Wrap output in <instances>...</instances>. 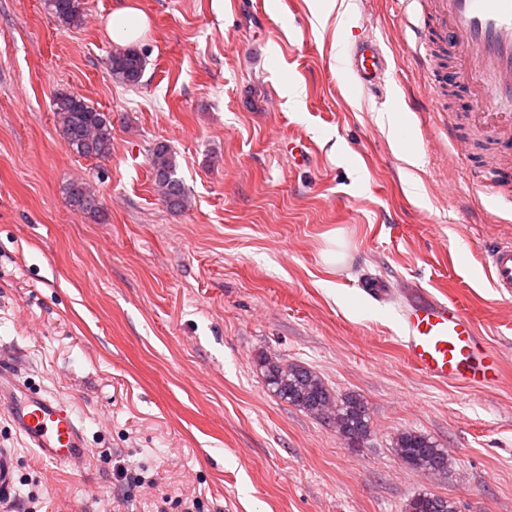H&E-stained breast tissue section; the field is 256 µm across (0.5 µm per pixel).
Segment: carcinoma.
<instances>
[{
	"instance_id": "obj_1",
	"label": "carcinoma",
	"mask_w": 512,
	"mask_h": 512,
	"mask_svg": "<svg viewBox=\"0 0 512 512\" xmlns=\"http://www.w3.org/2000/svg\"><path fill=\"white\" fill-rule=\"evenodd\" d=\"M46 5L70 28H80L85 23L81 0H46ZM145 65V55L134 46L118 50L108 62L112 80L126 87L140 84ZM53 112L60 136L72 152L96 159H106L112 154V122L84 97L59 92L53 98ZM148 163L161 199L174 210L185 208L188 197L171 149L163 143L156 144L150 150ZM66 193L70 205L79 210L91 211L97 206L96 194L84 181L70 182ZM260 369L273 396L318 416L333 426L348 445L353 447L369 440L370 409L362 396L334 397L315 372L298 363L266 358L260 362ZM394 447L411 469L431 475L448 473L451 465L448 450L426 433L402 431L395 437ZM403 512H456V506L448 498L425 492L408 499Z\"/></svg>"
}]
</instances>
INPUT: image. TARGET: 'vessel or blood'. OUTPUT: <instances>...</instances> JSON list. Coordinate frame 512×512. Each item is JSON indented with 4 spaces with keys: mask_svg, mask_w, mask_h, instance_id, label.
I'll return each instance as SVG.
<instances>
[{
    "mask_svg": "<svg viewBox=\"0 0 512 512\" xmlns=\"http://www.w3.org/2000/svg\"><path fill=\"white\" fill-rule=\"evenodd\" d=\"M435 20L461 59L460 77L475 93L512 100V0H435ZM349 69L358 85H381L388 62L376 40L355 43ZM482 123L500 153L512 157V115L483 116ZM500 295L512 296V238L483 256ZM400 342L409 361L426 377L469 389L495 385L502 361L472 319L453 300L410 294L402 308ZM0 412L15 434L48 462L71 466L88 455L85 430L70 403L51 392L32 390L13 368L0 365ZM15 457L0 448V497L14 486Z\"/></svg>",
    "mask_w": 512,
    "mask_h": 512,
    "instance_id": "vessel-or-blood-1",
    "label": "vessel or blood"
}]
</instances>
